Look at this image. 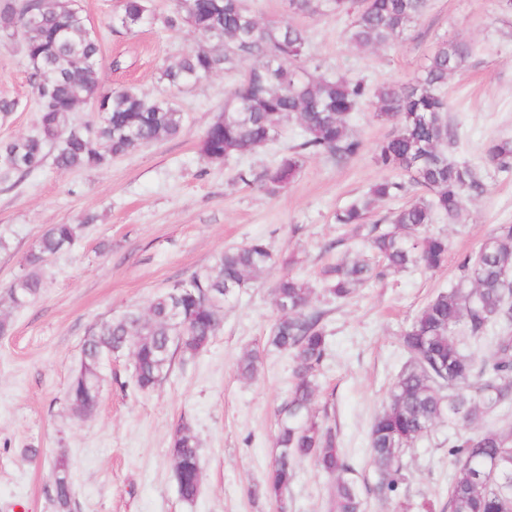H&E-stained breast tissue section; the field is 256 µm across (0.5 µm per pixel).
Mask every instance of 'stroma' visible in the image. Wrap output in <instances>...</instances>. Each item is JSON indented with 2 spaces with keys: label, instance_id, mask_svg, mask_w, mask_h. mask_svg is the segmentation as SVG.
Segmentation results:
<instances>
[{
  "label": "stroma",
  "instance_id": "obj_1",
  "mask_svg": "<svg viewBox=\"0 0 512 512\" xmlns=\"http://www.w3.org/2000/svg\"><path fill=\"white\" fill-rule=\"evenodd\" d=\"M122 0H79L101 39L104 88L132 87L147 98H166L186 115L182 132L112 159L101 168L62 172L52 162L22 177L0 178V295L22 272L38 237L54 224H78L72 247L43 267L40 297L11 315L0 335V512H53L47 489L51 461L65 449L73 477L75 512H328L330 480L311 460L296 464V478L278 510L263 493L276 455V410L292 379L286 354L265 352L248 380L237 366L264 344L276 318L273 268L226 302L222 323L207 349L176 359L170 377L149 393L135 391L131 359L104 366L99 405L85 419L66 402L73 368L88 327L129 307L147 308L175 281L211 265L225 248L265 240L274 254L296 252L311 289V305L324 314L328 354L321 366L316 407L335 428L339 446L360 473L366 512H442L447 500V423L414 442L404 456L406 480L382 506L368 439L398 373L406 363L400 337L426 303L458 281L459 259L476 251L502 224H512V173L483 174V190L468 199L463 223L435 219L431 235L448 239L446 266L387 275L346 301L326 296L322 268L361 252L343 241L337 209L382 178L376 145L393 130L372 106L348 123L362 152L338 164L306 159L280 193L238 183L239 172L275 166L299 129L283 125L279 143L211 161L199 153L208 125L224 110L234 74L218 72L173 88L158 67L197 46L188 29L147 25L130 34L110 22ZM262 20L288 21L310 32L309 52L330 71L365 77L372 86L411 81L438 43L463 39L474 53L449 76L448 121L456 131L448 156L479 164L483 144L512 138V11L499 0H428L399 42L359 50L345 40L347 15H290L284 0H247ZM121 69H113V59ZM0 98L17 101L0 115V142L32 133L36 99L19 45L0 47ZM200 442L201 490L194 503L178 492L169 443L180 422Z\"/></svg>",
  "mask_w": 512,
  "mask_h": 512
}]
</instances>
